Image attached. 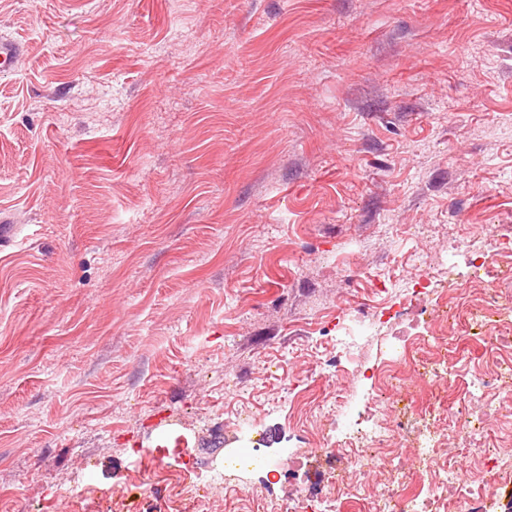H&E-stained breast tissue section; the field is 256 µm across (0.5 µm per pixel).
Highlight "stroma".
I'll list each match as a JSON object with an SVG mask.
<instances>
[{"instance_id":"35a3bbf8","label":"stroma","mask_w":512,"mask_h":512,"mask_svg":"<svg viewBox=\"0 0 512 512\" xmlns=\"http://www.w3.org/2000/svg\"><path fill=\"white\" fill-rule=\"evenodd\" d=\"M0 512L308 487L421 261L512 232V0H0ZM384 319L343 352L359 313ZM70 488L59 498V488ZM23 44L10 37L0 38V74H8L14 70L16 62L23 55Z\"/></svg>"}]
</instances>
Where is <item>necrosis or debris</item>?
Listing matches in <instances>:
<instances>
[{"instance_id":"necrosis-or-debris-1","label":"necrosis or debris","mask_w":512,"mask_h":512,"mask_svg":"<svg viewBox=\"0 0 512 512\" xmlns=\"http://www.w3.org/2000/svg\"><path fill=\"white\" fill-rule=\"evenodd\" d=\"M475 268L477 282L484 285V303L463 318L454 314L451 302L435 299L431 326L427 334L414 336V343L440 342L444 322L453 321L463 339H470L478 326L483 343L498 350L512 349V334L488 328L492 318L512 311V284L493 274L486 261H479ZM401 358V366L388 364L380 370L378 395L342 439L326 435L312 448V455L327 464L322 473L325 495L314 498L298 493L279 503L252 490L238 491L247 512H342V499L350 494L366 501V512H442L450 502L454 512H485L486 501L506 479V459H512L511 447L491 443L495 422L512 417V358L499 363L496 370L474 371L458 403L445 416L421 426L406 423L415 409L414 380L451 378L455 364L445 359L423 361L406 352ZM446 431L456 441L454 450L443 447L441 435ZM462 454L476 458L474 474L459 470L457 458ZM371 467L385 471L384 483L373 487L365 482Z\"/></svg>"}]
</instances>
